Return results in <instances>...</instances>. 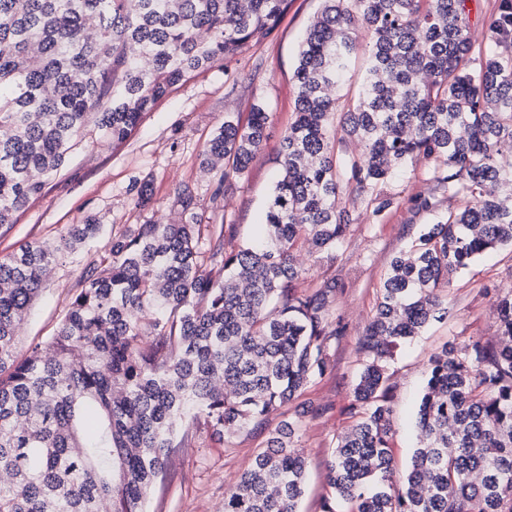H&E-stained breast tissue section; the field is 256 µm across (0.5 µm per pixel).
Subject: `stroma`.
<instances>
[{
  "label": "stroma",
  "mask_w": 512,
  "mask_h": 512,
  "mask_svg": "<svg viewBox=\"0 0 512 512\" xmlns=\"http://www.w3.org/2000/svg\"><path fill=\"white\" fill-rule=\"evenodd\" d=\"M322 6L323 0H291L274 32L243 58L218 62L192 74L145 114L122 144L96 137L80 145L70 154L61 175L20 212L16 223L0 227V252L8 253L27 241L55 242L68 225L84 223L91 215L102 226L95 240L53 266L21 323L19 352H28L54 334L82 286L84 270L98 263L108 240L142 224L179 220L182 190L192 192L205 223L232 225L235 243L255 238L282 170L281 137L295 118L294 71L300 44ZM260 101L269 113L267 138L245 178L234 181L225 195L214 197L224 167L219 164L203 170L201 151L226 114L248 121L253 104ZM429 169V164L421 162L414 174L391 181L390 188L401 203L382 218H375L365 205H354L357 221L335 258L302 262L300 289L311 291L330 280L339 285L331 317L345 325L346 333L330 343L331 370L313 378L284 413H272L264 424H250L222 440L212 437L206 424L196 425L188 439L172 449L145 512H221L225 491L265 447L271 430L285 415L304 421L299 444L308 466L300 512H321L329 491L325 462L339 435L355 422L350 405L363 367L357 342L375 313L392 258L429 221L425 213L409 205L410 198L426 188ZM144 186L150 200L141 205L137 197ZM498 290H512L510 246L483 256L456 276L451 287L441 289L442 298L452 308L451 316L414 336L390 360L396 430L392 454L397 472L407 469L417 444L416 411L430 355L452 340L484 342L496 336L498 324L491 305Z\"/></svg>",
  "instance_id": "stroma-1"
}]
</instances>
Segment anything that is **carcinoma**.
Listing matches in <instances>:
<instances>
[{"label":"carcinoma","mask_w":512,"mask_h":512,"mask_svg":"<svg viewBox=\"0 0 512 512\" xmlns=\"http://www.w3.org/2000/svg\"><path fill=\"white\" fill-rule=\"evenodd\" d=\"M289 0H0V227L43 194L90 135L127 140L191 74L269 37ZM369 36L362 88L335 90ZM503 35L474 53L465 0H324L294 71L295 120L264 238L225 247L232 225L185 222L113 237L46 345L21 356L17 329L59 254L97 238L94 218L54 243L0 255V512H144L176 435L204 419L220 438L261 423L330 368L331 280L299 293L297 259L339 249L351 194L376 217L385 186L420 160L430 185L411 208L433 216L390 262L359 339L358 420L326 463L322 512H512V293L496 299L494 341L445 343L428 359L409 468L393 464L387 360L450 308L437 289L512 246V53ZM258 104L202 150L224 159L214 196L241 179L266 138ZM224 269L215 279L207 267ZM149 319L153 335L140 334ZM304 422L287 417L224 493V512H298Z\"/></svg>","instance_id":"1"}]
</instances>
